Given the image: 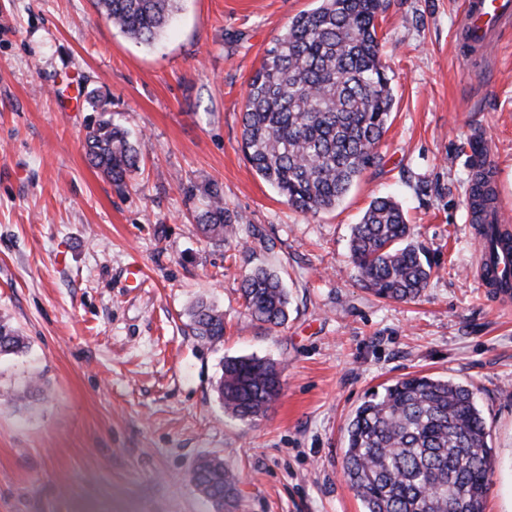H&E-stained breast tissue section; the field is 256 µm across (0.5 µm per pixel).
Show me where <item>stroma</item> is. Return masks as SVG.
Wrapping results in <instances>:
<instances>
[{
	"instance_id": "1",
	"label": "stroma",
	"mask_w": 512,
	"mask_h": 512,
	"mask_svg": "<svg viewBox=\"0 0 512 512\" xmlns=\"http://www.w3.org/2000/svg\"><path fill=\"white\" fill-rule=\"evenodd\" d=\"M316 5L181 0L144 45L95 0H0V321L26 343L0 355V512H214L191 480L208 455L238 475L229 512H363L342 476L348 421L412 374L474 387L494 453L485 512H512V303L483 286L468 208L478 136L512 211V23L469 67L462 0H388L381 162L336 208L303 214L247 162L242 113L266 50ZM93 90L138 151L120 188L83 148ZM208 183L236 236L201 233ZM377 196L402 205L434 266L417 300L356 281L351 227ZM257 267L290 301L271 332L240 298ZM201 299L224 312L221 342L191 332ZM241 355L282 369L279 398L252 421L214 391Z\"/></svg>"
}]
</instances>
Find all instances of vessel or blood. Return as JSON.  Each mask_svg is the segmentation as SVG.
Returning <instances> with one entry per match:
<instances>
[{
    "label": "vessel or blood",
    "instance_id": "obj_1",
    "mask_svg": "<svg viewBox=\"0 0 512 512\" xmlns=\"http://www.w3.org/2000/svg\"><path fill=\"white\" fill-rule=\"evenodd\" d=\"M512 22V0H464L459 36L461 58L474 64L487 53L495 31Z\"/></svg>",
    "mask_w": 512,
    "mask_h": 512
}]
</instances>
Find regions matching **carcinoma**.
<instances>
[{
  "label": "carcinoma",
  "instance_id": "1",
  "mask_svg": "<svg viewBox=\"0 0 512 512\" xmlns=\"http://www.w3.org/2000/svg\"><path fill=\"white\" fill-rule=\"evenodd\" d=\"M113 26L152 43L177 9L176 0H97ZM386 0H319L278 35L250 79L244 98L242 143L247 161L288 206L317 213L339 204L364 172L379 163L393 95L379 56L377 19ZM98 113L85 140L90 162L117 187L138 169L127 132L105 117L107 101L90 94ZM203 232L219 240L236 235L239 221L224 206L220 188H202ZM482 254L496 279L488 242ZM350 258L360 286L380 298L409 302L429 286L433 266L411 241L401 205L376 197L353 226ZM247 314L269 330L288 319V293L280 276L258 268L240 288ZM194 336L224 339V313L200 299L192 307ZM24 348L23 337L0 322V354ZM216 391L224 412L260 417L281 392V369L256 356L224 360ZM343 477L364 512H484L494 459L490 432L469 386L411 375L372 393L347 427ZM192 480L216 512L237 496L238 477L218 457L199 461Z\"/></svg>",
  "mask_w": 512,
  "mask_h": 512
}]
</instances>
